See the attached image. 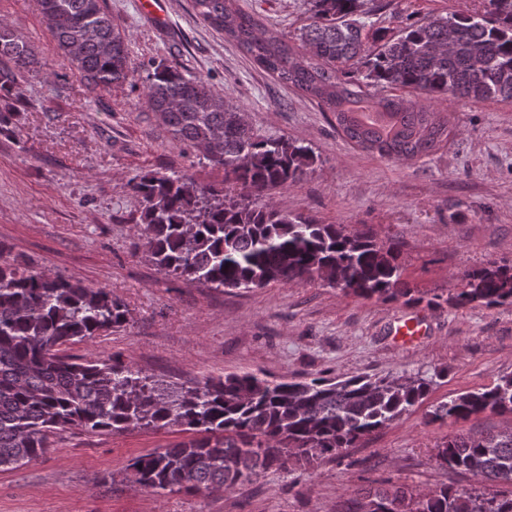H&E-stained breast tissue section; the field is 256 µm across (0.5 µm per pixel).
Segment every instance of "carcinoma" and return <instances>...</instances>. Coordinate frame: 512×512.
I'll return each mask as SVG.
<instances>
[{
  "mask_svg": "<svg viewBox=\"0 0 512 512\" xmlns=\"http://www.w3.org/2000/svg\"><path fill=\"white\" fill-rule=\"evenodd\" d=\"M295 41L267 29L235 0H193L197 15L234 41L262 70L310 98L359 149L388 160L425 156L448 140V119L432 102L448 97L512 99V0H488L482 14L438 16L368 44L363 0H312ZM43 23L72 70L93 88L134 74L128 38L100 0H40ZM32 49L0 22V133L10 130ZM380 90L382 95L370 93ZM388 90L415 91L412 102ZM149 111L174 143L198 149L224 169L222 186H202L174 171L134 178L144 203L140 238L153 263L188 284L215 289L327 280L348 294L415 302L402 287L400 244L378 243L291 214L256 196L299 182L311 150L284 137H260L241 109L207 81L160 63L144 92ZM432 305L512 306V269L491 265ZM127 323L125 306L104 288L0 260V470L39 457L59 431L120 434L131 427H178L191 438L136 457V484L154 494L240 490L272 458L312 467L354 448L410 411L434 378L355 375L288 382L252 373L168 387L119 356L77 360L63 347ZM512 414V375L490 388L438 404L431 419L465 421ZM436 462L468 473L476 486H441L423 498L402 484L356 491L355 512H512V435H450Z\"/></svg>",
  "mask_w": 512,
  "mask_h": 512,
  "instance_id": "1",
  "label": "carcinoma"
}]
</instances>
